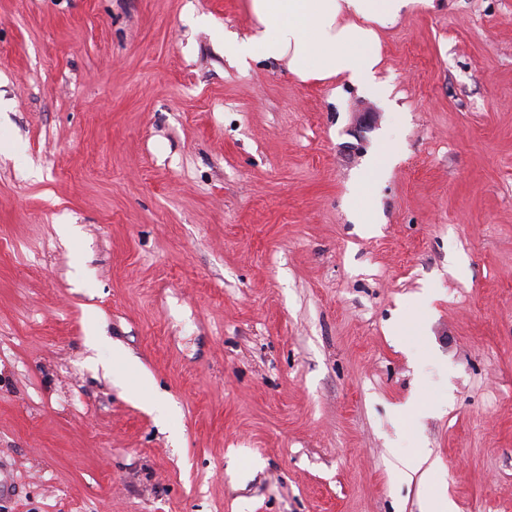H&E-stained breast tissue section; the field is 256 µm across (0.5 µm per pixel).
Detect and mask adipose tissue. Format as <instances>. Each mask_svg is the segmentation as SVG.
<instances>
[{
	"mask_svg": "<svg viewBox=\"0 0 512 512\" xmlns=\"http://www.w3.org/2000/svg\"><path fill=\"white\" fill-rule=\"evenodd\" d=\"M435 0H250L253 32L234 40L230 60H287L301 82L345 79L381 97L376 80L381 62V35L416 8Z\"/></svg>",
	"mask_w": 512,
	"mask_h": 512,
	"instance_id": "1",
	"label": "adipose tissue"
}]
</instances>
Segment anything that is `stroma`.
Instances as JSON below:
<instances>
[{"mask_svg":"<svg viewBox=\"0 0 512 512\" xmlns=\"http://www.w3.org/2000/svg\"><path fill=\"white\" fill-rule=\"evenodd\" d=\"M252 26L0 0V512H512V0L404 14L383 98ZM377 169L378 168L374 164L373 166H371V168L365 175L359 176L356 179V189L353 193L352 202L350 203V208L352 209L353 218L355 220V223H357V224H375L373 222V216H372L370 207L368 205V202L364 203V204H360L358 202V199H359L360 194L363 193L360 186L367 180L368 176L370 174L375 173L377 171Z\"/></svg>","mask_w":512,"mask_h":512,"instance_id":"stroma-1","label":"stroma"}]
</instances>
